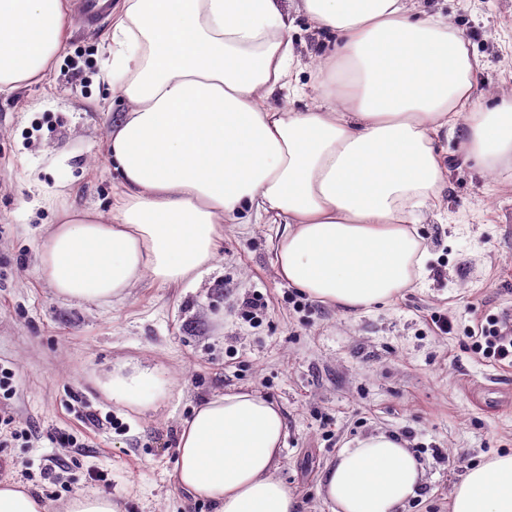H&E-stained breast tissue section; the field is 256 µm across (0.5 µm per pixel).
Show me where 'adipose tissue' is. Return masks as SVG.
<instances>
[{
  "instance_id": "ef3b65f1",
  "label": "adipose tissue",
  "mask_w": 512,
  "mask_h": 512,
  "mask_svg": "<svg viewBox=\"0 0 512 512\" xmlns=\"http://www.w3.org/2000/svg\"><path fill=\"white\" fill-rule=\"evenodd\" d=\"M300 16L333 40L306 87L288 38ZM69 27L65 0H0V94L43 80ZM108 51L127 103L107 139L120 190L110 216L67 214L38 253L69 301L196 281L223 225L254 218L278 227L282 278L356 312L423 275L415 225L448 176L441 138L463 132L484 170L512 163V98L478 102L480 60L426 0H119ZM307 90L314 107L275 103ZM161 390L147 371L109 388L135 406ZM285 437L259 394L213 396L181 429L175 481L217 512H300L276 475ZM424 477L405 439L378 432L341 449L319 493L330 512H399ZM450 512H512V454L468 469Z\"/></svg>"
}]
</instances>
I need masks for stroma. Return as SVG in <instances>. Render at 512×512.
I'll use <instances>...</instances> for the list:
<instances>
[{"mask_svg":"<svg viewBox=\"0 0 512 512\" xmlns=\"http://www.w3.org/2000/svg\"><path fill=\"white\" fill-rule=\"evenodd\" d=\"M484 62L477 89L512 97V0H429ZM111 21L76 24L47 80L0 96V481L65 512L79 492L120 512H214L173 478L179 432L195 407L228 390L274 402L287 430L278 475L302 512H330L319 479L349 439L386 430L423 462L403 512H448L455 484L512 451V367L482 359L468 334L512 312V177L462 164L442 205L418 226L430 254L422 285L345 314L281 278L272 224H228L221 260L199 284L144 278L109 305L59 299L36 252L68 210L109 214L119 178L107 136L126 107L104 74ZM41 189L51 210L29 208ZM267 307L251 319L248 301ZM447 317L440 333L433 316ZM148 369L165 385L146 407L116 403L113 375ZM95 414L97 422L87 421Z\"/></svg>","mask_w":512,"mask_h":512,"instance_id":"35a3bbf8","label":"stroma"}]
</instances>
